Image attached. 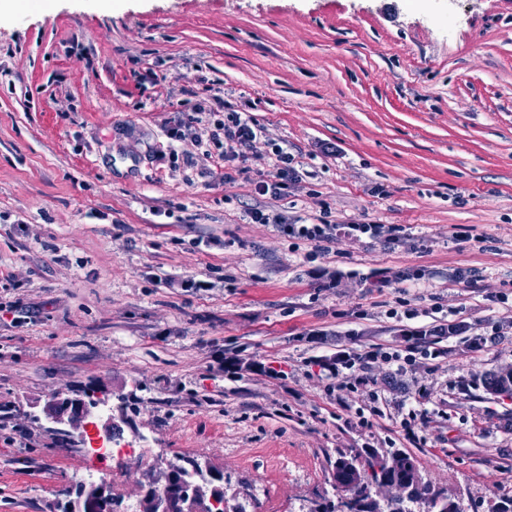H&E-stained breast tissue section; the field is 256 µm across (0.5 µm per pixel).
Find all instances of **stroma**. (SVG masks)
<instances>
[{"label":"stroma","instance_id":"35a3bbf8","mask_svg":"<svg viewBox=\"0 0 512 512\" xmlns=\"http://www.w3.org/2000/svg\"><path fill=\"white\" fill-rule=\"evenodd\" d=\"M47 3L0 23V512L84 480L82 433L29 417L61 392L134 396L145 456L107 464L123 512L178 456L248 512H306L367 448L412 453L463 512L512 496V399L477 384L512 364V0ZM218 95L263 131L251 170L288 152L286 197L167 138ZM253 206L385 231L312 259ZM443 323L422 357L406 329ZM375 345L408 362L367 369L360 426L309 361ZM176 458L174 467L176 470H179L183 457ZM184 471H187V476H196L203 480H209L216 474L217 469L211 466L207 461L202 462L197 458L187 457L182 464L181 472L184 473Z\"/></svg>","mask_w":512,"mask_h":512}]
</instances>
